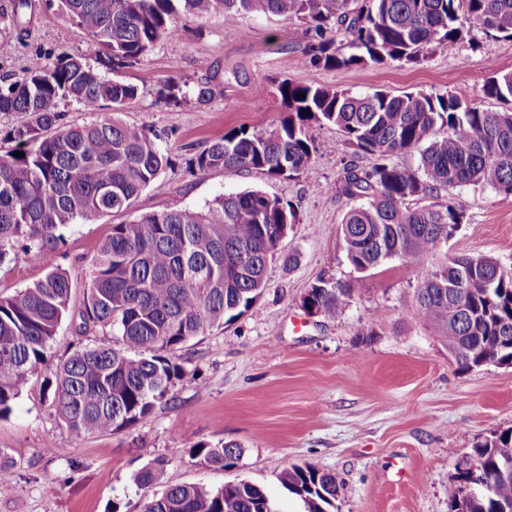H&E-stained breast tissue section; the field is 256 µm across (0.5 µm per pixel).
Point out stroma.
I'll return each instance as SVG.
<instances>
[{"label": "stroma", "instance_id": "1", "mask_svg": "<svg viewBox=\"0 0 512 512\" xmlns=\"http://www.w3.org/2000/svg\"><path fill=\"white\" fill-rule=\"evenodd\" d=\"M12 0H0V86L25 77L31 59L80 56L102 77L137 86L121 119L156 134L174 166L152 182L123 214L101 224H73L55 263L81 303L92 261L112 225L171 205L202 207L223 193L258 189L292 204L298 220L267 271L266 288L242 316L212 327L177 352L187 378L147 418L110 435L72 436L50 406L44 378L61 360L92 342L65 319L47 351L48 362L29 376L11 412L0 418V458L14 461L0 483V512H143L147 497L195 483L217 490L234 479L259 485L280 512H305L279 483L280 473L310 463L335 475L336 512H451L448 482L476 445L512 430V366L461 370L412 306L417 283L434 260H395L357 277L339 236L352 199L340 191L347 168L368 171L371 157L342 145L335 126L315 125L312 137L337 142L291 177L255 170L190 174L188 160L209 142L240 127L279 125L282 80L368 93L454 91L471 104L504 110L484 97L486 79L512 64V40L471 29L450 49L418 65L326 69L307 62L313 39L306 25L250 15L228 25L223 15L184 16L180 34L157 43L130 68H112L98 55L62 0H29L20 22ZM211 82L208 104L167 102L168 79ZM466 219L449 243L456 254H483L512 267V197L489 188L457 187ZM47 272L40 254L18 253L0 263V297L33 286ZM360 283L343 311L327 318L302 306L319 278ZM210 446L237 444L234 468L204 464L184 451L186 439ZM62 456L46 454L47 445ZM159 463L151 487L135 474Z\"/></svg>", "mask_w": 512, "mask_h": 512}]
</instances>
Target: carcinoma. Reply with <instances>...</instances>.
Here are the masks:
<instances>
[{"instance_id":"obj_1","label":"carcinoma","mask_w":512,"mask_h":512,"mask_svg":"<svg viewBox=\"0 0 512 512\" xmlns=\"http://www.w3.org/2000/svg\"><path fill=\"white\" fill-rule=\"evenodd\" d=\"M94 49L116 67L140 63L162 39L179 34L180 15H224L235 24L252 14L296 20L314 32L306 56L315 66L353 69L391 62L420 63L447 49L476 25L491 37L512 39V0H63ZM349 41L336 44L333 31ZM165 98L213 97L208 83L183 89L165 84ZM287 116L280 126L230 130L187 162L188 169L226 173L249 169L271 178L304 170L317 152L314 124H330L344 144L372 156L368 172L350 168L340 191L366 202L340 225L346 258L366 274L390 260L445 262L414 288L413 304L461 370L512 365V268L484 255H456L448 242L465 219V206L439 192L490 186L512 196V109L471 105L453 91L392 95L351 93L279 82ZM485 97L512 104V69L482 86ZM305 98H300V95ZM136 86L109 80L82 57L52 64L32 60L24 79L0 89V113L23 112L29 121L5 131L16 143L0 154V262L34 250L49 270L42 280L0 298V415L11 411L28 377L46 364L62 320L98 338L56 367L47 379L51 407L76 438L112 434L146 418L186 378L176 352L187 341L243 315L262 295L266 271L297 213L261 190L222 194L199 210L177 205L112 225L92 261L86 298L71 311L72 284L53 266L71 224H98L127 211L138 195L172 166L157 137L116 118L137 98ZM72 99L87 112H110L70 126L57 111ZM416 150L417 169L389 163ZM23 156L17 157L15 153ZM355 281L311 286L303 307L334 318L351 298ZM190 454L228 469L237 445L195 442ZM472 467H459L448 483L452 512H512V431L473 449ZM279 482L307 512H332L336 478L314 465H294ZM144 512H279L259 486L232 480L217 490L171 486L149 499Z\"/></svg>"}]
</instances>
